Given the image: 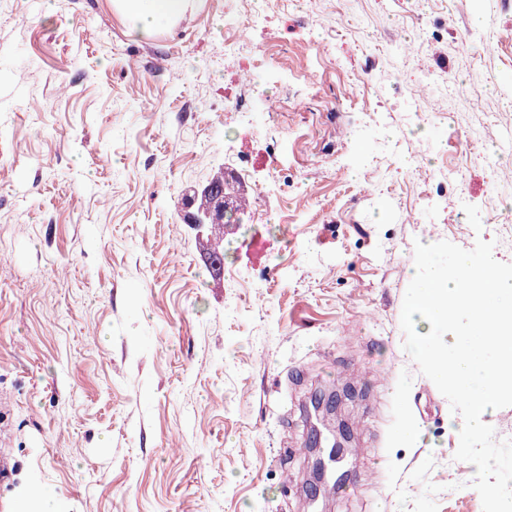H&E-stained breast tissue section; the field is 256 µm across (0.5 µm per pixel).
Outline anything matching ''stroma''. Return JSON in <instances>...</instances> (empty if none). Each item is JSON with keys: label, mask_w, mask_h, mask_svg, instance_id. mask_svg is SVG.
<instances>
[{"label": "stroma", "mask_w": 512, "mask_h": 512, "mask_svg": "<svg viewBox=\"0 0 512 512\" xmlns=\"http://www.w3.org/2000/svg\"><path fill=\"white\" fill-rule=\"evenodd\" d=\"M231 0L142 34L112 0H0V512H306L305 401L340 397L351 485L325 512H488L448 429L460 407L406 349L420 240L478 261L512 218V0ZM372 69L359 98L349 79ZM433 93L417 115L414 87ZM247 95L269 122L238 136ZM276 142L275 158L264 155ZM252 156L294 178L211 268L184 198ZM462 197L410 223L414 181ZM420 447L395 434L405 415ZM487 446L512 472V400ZM263 24V19L248 10L228 15L224 20V64L230 65L235 59H239L240 49L234 39V32L241 27H256Z\"/></svg>", "instance_id": "1"}]
</instances>
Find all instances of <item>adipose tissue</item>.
Returning a JSON list of instances; mask_svg holds the SVG:
<instances>
[{"label": "adipose tissue", "instance_id": "obj_1", "mask_svg": "<svg viewBox=\"0 0 512 512\" xmlns=\"http://www.w3.org/2000/svg\"><path fill=\"white\" fill-rule=\"evenodd\" d=\"M134 30L150 32L179 20L189 0H113ZM423 261L410 272L406 311L419 326L407 338L415 361L431 380L461 402V417L449 426L461 444L462 466L493 503V512H512V498L497 487L511 475L498 469L485 440L495 409L512 397V265L499 264L493 250L481 262L464 258L456 266L440 259V247L419 242Z\"/></svg>", "mask_w": 512, "mask_h": 512}]
</instances>
